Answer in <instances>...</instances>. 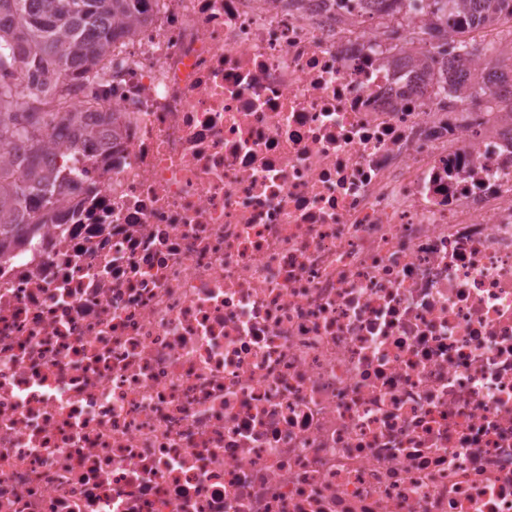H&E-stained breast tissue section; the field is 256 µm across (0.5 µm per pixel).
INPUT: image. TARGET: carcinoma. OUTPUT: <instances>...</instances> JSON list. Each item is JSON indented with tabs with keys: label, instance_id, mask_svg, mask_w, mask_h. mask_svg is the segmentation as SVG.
Instances as JSON below:
<instances>
[{
	"label": "carcinoma",
	"instance_id": "carcinoma-1",
	"mask_svg": "<svg viewBox=\"0 0 512 512\" xmlns=\"http://www.w3.org/2000/svg\"><path fill=\"white\" fill-rule=\"evenodd\" d=\"M147 0H0V256L60 219L53 187L68 165H48L46 130L70 139V147L110 126L102 113L94 124L67 111L69 83L90 72L112 42L146 21ZM430 23L422 40L433 53L473 64L488 56L512 62V44L472 33L490 22L512 24V0H425ZM476 104L489 93L490 76L468 68L450 74Z\"/></svg>",
	"mask_w": 512,
	"mask_h": 512
}]
</instances>
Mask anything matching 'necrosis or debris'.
Masks as SVG:
<instances>
[{"mask_svg":"<svg viewBox=\"0 0 512 512\" xmlns=\"http://www.w3.org/2000/svg\"><path fill=\"white\" fill-rule=\"evenodd\" d=\"M396 15L149 0L0 260V512H512V114Z\"/></svg>","mask_w":512,"mask_h":512,"instance_id":"necrosis-or-debris-1","label":"necrosis or debris"}]
</instances>
